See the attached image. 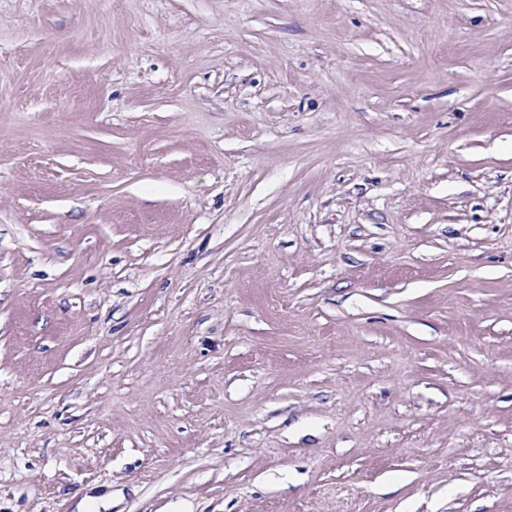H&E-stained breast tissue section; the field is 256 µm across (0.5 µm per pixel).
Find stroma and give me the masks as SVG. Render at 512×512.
<instances>
[{
	"label": "stroma",
	"instance_id": "obj_1",
	"mask_svg": "<svg viewBox=\"0 0 512 512\" xmlns=\"http://www.w3.org/2000/svg\"><path fill=\"white\" fill-rule=\"evenodd\" d=\"M512 512V0H0V512Z\"/></svg>",
	"mask_w": 512,
	"mask_h": 512
}]
</instances>
